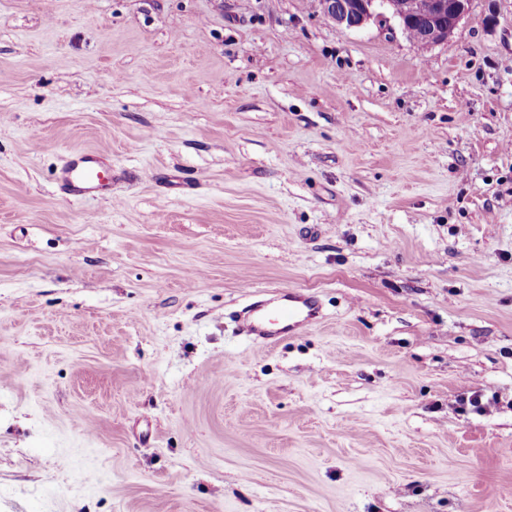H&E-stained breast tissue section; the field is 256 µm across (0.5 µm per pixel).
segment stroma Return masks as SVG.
Here are the masks:
<instances>
[{
  "label": "stroma",
  "mask_w": 512,
  "mask_h": 512,
  "mask_svg": "<svg viewBox=\"0 0 512 512\" xmlns=\"http://www.w3.org/2000/svg\"><path fill=\"white\" fill-rule=\"evenodd\" d=\"M0 512H512V0H0ZM422 0H319L321 9L338 27L361 29L371 22L393 23L421 49L445 43L469 14L470 0H427L429 11L421 9ZM448 18V21H445ZM417 27V35L409 32ZM60 188L72 198H107L112 193V163L97 152H78L63 161ZM321 303L305 289L274 290L249 303L237 316L239 334L262 346L299 334L320 318Z\"/></svg>",
  "instance_id": "35a3bbf8"
}]
</instances>
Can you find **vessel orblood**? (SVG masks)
I'll use <instances>...</instances> for the list:
<instances>
[{
    "instance_id": "vessel-or-blood-1",
    "label": "vessel or blood",
    "mask_w": 512,
    "mask_h": 512,
    "mask_svg": "<svg viewBox=\"0 0 512 512\" xmlns=\"http://www.w3.org/2000/svg\"><path fill=\"white\" fill-rule=\"evenodd\" d=\"M60 188L73 198L110 197L112 165L96 152L71 154L60 168ZM320 314L321 303L315 293L305 289H277L239 312L237 330L255 343L269 346L301 333Z\"/></svg>"
}]
</instances>
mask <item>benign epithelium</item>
<instances>
[{
  "mask_svg": "<svg viewBox=\"0 0 512 512\" xmlns=\"http://www.w3.org/2000/svg\"><path fill=\"white\" fill-rule=\"evenodd\" d=\"M321 9L338 27L361 29L371 22L394 24L407 35L417 28L411 41L428 50L445 43L469 14L470 0H430L429 11L421 0H319Z\"/></svg>",
  "mask_w": 512,
  "mask_h": 512,
  "instance_id": "1",
  "label": "benign epithelium"
}]
</instances>
